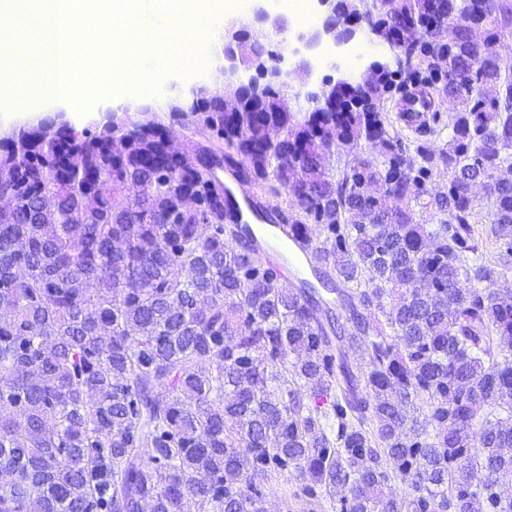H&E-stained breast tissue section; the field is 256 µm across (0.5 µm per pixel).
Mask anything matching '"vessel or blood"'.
I'll return each mask as SVG.
<instances>
[{
  "label": "vessel or blood",
  "mask_w": 512,
  "mask_h": 512,
  "mask_svg": "<svg viewBox=\"0 0 512 512\" xmlns=\"http://www.w3.org/2000/svg\"><path fill=\"white\" fill-rule=\"evenodd\" d=\"M0 42L9 48L8 53L0 55V67L9 64L11 52L25 50L30 46L28 37L17 30L1 31ZM224 194L235 201L240 222L249 226L252 235L273 260L276 271L290 273L292 286H299L312 276L314 260L309 248L294 235L270 223L255 207L252 192L238 183L229 171L224 174Z\"/></svg>",
  "instance_id": "obj_1"
}]
</instances>
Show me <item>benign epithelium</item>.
<instances>
[{"label":"benign epithelium","mask_w":512,"mask_h":512,"mask_svg":"<svg viewBox=\"0 0 512 512\" xmlns=\"http://www.w3.org/2000/svg\"><path fill=\"white\" fill-rule=\"evenodd\" d=\"M317 4L322 12L321 26L313 31L300 34L297 37L298 45L295 48L290 50L285 48L275 53L274 65L264 70L267 82L275 84L281 94L291 87L293 79L306 80L312 75L315 61L322 58L324 43L328 42L340 49L349 45L361 32L360 22L356 17L347 14L340 8L339 0H317ZM252 12L254 23L264 25L274 33H281L288 28V21L284 15L263 5L254 7ZM246 31H248V26L236 22L224 26V66H222V70L224 82L235 86L234 99L231 103L233 107L243 103L245 94L259 95L265 88V85L259 83L254 77L246 76L248 65L242 36V33ZM332 68L338 74L336 81L322 82L321 91L308 95V98L317 102L322 100L334 107L353 91L356 81L342 72L337 63H332Z\"/></svg>","instance_id":"1"}]
</instances>
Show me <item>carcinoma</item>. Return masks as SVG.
Wrapping results in <instances>:
<instances>
[{"label": "carcinoma", "mask_w": 512, "mask_h": 512, "mask_svg": "<svg viewBox=\"0 0 512 512\" xmlns=\"http://www.w3.org/2000/svg\"><path fill=\"white\" fill-rule=\"evenodd\" d=\"M340 4L448 112L392 114V76L371 75L337 112H287L275 88L239 112L176 98L197 136L177 147L152 110L0 139V512H264L255 475L292 471L339 512H512V302L468 260L485 217L512 257V0ZM361 139L379 155L336 163ZM226 169L361 324L274 274Z\"/></svg>", "instance_id": "1"}]
</instances>
